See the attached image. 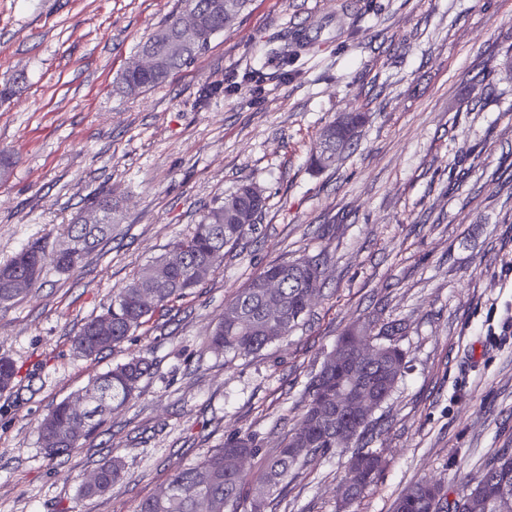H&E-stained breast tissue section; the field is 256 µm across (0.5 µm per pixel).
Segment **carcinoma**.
<instances>
[{
	"label": "carcinoma",
	"mask_w": 512,
	"mask_h": 512,
	"mask_svg": "<svg viewBox=\"0 0 512 512\" xmlns=\"http://www.w3.org/2000/svg\"><path fill=\"white\" fill-rule=\"evenodd\" d=\"M195 11L206 26L204 41L170 63L160 75L137 77L125 72L119 84L125 92L136 95L156 87L170 74L189 64L208 47L213 36L224 32V12L219 0H182ZM295 40L274 48L269 53L273 62L285 63L296 58ZM363 112L350 113L346 125L332 121L318 134V141L353 142L365 122ZM95 205L103 214L100 224H70L66 240L47 254L38 248L24 249L7 263L0 265V305L20 298L22 291L13 288L17 278L25 277L35 285L44 266L52 264L62 272L80 267L84 258L107 239L117 214L112 200L100 197ZM266 206L264 192L252 183H242L224 200L210 207L189 234L177 239L173 249L184 255V263L168 270L166 279L157 281L154 268L158 261L143 266L112 299L105 314L88 319L73 337L77 352L95 357L115 348L147 323L155 312L183 298L214 272L224 261V250L236 247L243 237L256 230ZM319 264L306 258L272 263L251 277L233 300L224 305V317L207 338L210 348L235 356L247 357L265 346L288 336L308 314L310 291L321 288ZM277 277L282 288L275 293L264 288L265 282ZM153 291L156 301L145 308L141 294ZM280 322L282 332L271 336L267 323ZM395 320L354 323L343 330L335 348L325 357L320 370L306 389L304 413L296 427L285 437L277 454L265 460L262 478L250 486L247 472L237 463L239 458L252 459L260 448L255 437L240 433L227 439L224 446L200 462L181 467L173 475L172 493L163 499L152 497L140 503L138 512H264L267 500L281 494L288 486L294 470L321 458L338 448L351 449L348 460L349 479L342 487V501H356L383 467L378 453L360 446L372 415L352 421L338 412L336 401L328 394L336 389L350 390L364 386L385 403L406 369V353L391 338L401 334ZM386 338L390 343L375 344L377 359L357 367L342 363L346 341L351 336ZM149 361L138 355L129 358L92 381L82 393L92 400L88 409H77L64 400L55 405L42 420L40 442L51 457L66 455L79 447V442L94 432L106 412L122 407L137 395L139 383L150 371ZM19 367L10 359L0 358V391L12 388ZM85 420L81 432L68 435L72 425ZM121 458L112 456L99 467V480L94 486H82L85 498L102 495L123 477ZM392 512H512V453L505 451L483 469L470 493L453 504L444 502L438 484L421 479L404 490L393 502Z\"/></svg>",
	"instance_id": "obj_1"
}]
</instances>
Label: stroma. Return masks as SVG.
I'll return each instance as SVG.
<instances>
[{
	"label": "stroma",
	"instance_id": "stroma-1",
	"mask_svg": "<svg viewBox=\"0 0 512 512\" xmlns=\"http://www.w3.org/2000/svg\"><path fill=\"white\" fill-rule=\"evenodd\" d=\"M179 7L0 0V79L26 78L0 100V150L15 161L0 182V263L55 247L95 197L120 205L80 268L45 267L0 306V357L20 369L0 392V512H136L241 430L271 455L337 336L375 315L404 323L407 368L364 440L383 470L349 512H391L423 478L460 499L512 451V0H250L164 85L117 91L137 44ZM303 28L283 77L266 52ZM218 83L224 92L204 97ZM345 112L368 116L358 142L314 171L321 127ZM245 180L267 197L256 232L129 341L76 354L86 319ZM299 257L323 269L306 319L248 357L210 349L209 330L248 279ZM139 353L153 368L137 397L49 458L39 425L50 408ZM111 455L124 477L82 498ZM347 459L300 470L265 512H338Z\"/></svg>",
	"mask_w": 512,
	"mask_h": 512
}]
</instances>
